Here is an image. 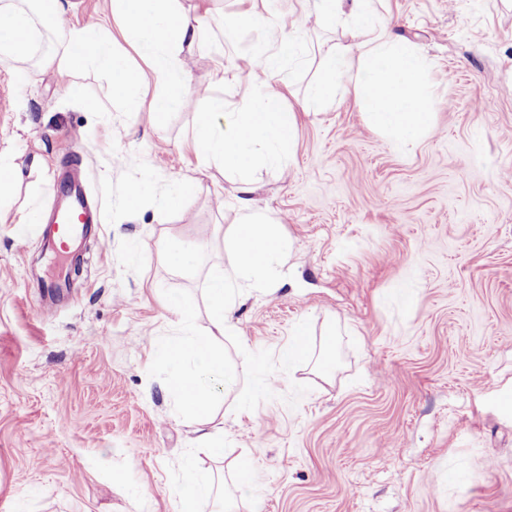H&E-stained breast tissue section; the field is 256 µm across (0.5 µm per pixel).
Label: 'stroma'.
Returning <instances> with one entry per match:
<instances>
[{
  "label": "stroma",
  "instance_id": "stroma-1",
  "mask_svg": "<svg viewBox=\"0 0 512 512\" xmlns=\"http://www.w3.org/2000/svg\"><path fill=\"white\" fill-rule=\"evenodd\" d=\"M180 3L206 4L209 26L185 56L189 98L161 125L144 108L154 84L137 108L113 98L110 76L77 68L64 92L50 36L27 84L0 61V151L24 171L0 204V512H178L177 461L194 450L216 486L195 512H512V0H374L432 63L438 127L409 153L365 124L346 86L309 105L322 48L355 38L317 24L314 0H275L309 67L273 84L298 114L294 156L257 173L252 199L288 241L287 278L232 309L235 388L194 421L149 376L151 343L177 326L166 288L190 292L208 326L204 284L238 211L231 175L198 168L191 131L218 83L227 104L244 101L251 57L223 36L239 0ZM67 161L99 206L98 233L66 255L38 230L17 241L14 214L49 215ZM185 177L193 194L161 212ZM143 181L129 212L126 190ZM175 238L192 269L169 265ZM305 319L317 335L339 325L341 367L275 372L274 399L235 411L243 351L280 353ZM295 384L309 391L292 408ZM205 433L223 457L200 453ZM243 456L245 490L233 480Z\"/></svg>",
  "mask_w": 512,
  "mask_h": 512
}]
</instances>
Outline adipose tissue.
<instances>
[{
	"instance_id": "ef3b65f1",
	"label": "adipose tissue",
	"mask_w": 512,
	"mask_h": 512,
	"mask_svg": "<svg viewBox=\"0 0 512 512\" xmlns=\"http://www.w3.org/2000/svg\"><path fill=\"white\" fill-rule=\"evenodd\" d=\"M321 22L348 23L358 34L355 45H327L322 51L320 77L310 90V102L320 106L332 97L341 80H348L365 123L381 133L398 150L413 151L431 134L437 122L427 90L430 62L406 39L394 36L374 17L372 0H315ZM56 18L58 74L92 66L108 73L113 92L123 101H134L145 82L158 93L150 110L159 122L189 95L187 72L182 63L204 36L203 15L186 14L179 0H105L117 35L100 24L64 26L62 0H0V21H8L12 33L0 37V60L8 63L19 83H26L34 66V50L42 31L36 17ZM130 40L143 60L132 66L116 51L115 36Z\"/></svg>"
}]
</instances>
